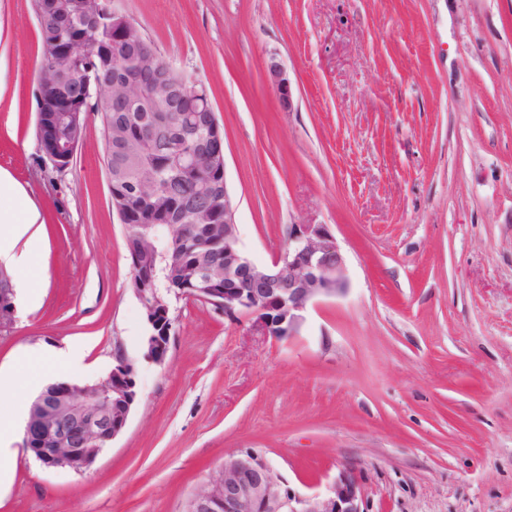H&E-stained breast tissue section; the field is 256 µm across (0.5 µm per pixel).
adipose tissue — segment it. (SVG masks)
Wrapping results in <instances>:
<instances>
[{"label":"adipose tissue","instance_id":"adipose-tissue-1","mask_svg":"<svg viewBox=\"0 0 512 512\" xmlns=\"http://www.w3.org/2000/svg\"><path fill=\"white\" fill-rule=\"evenodd\" d=\"M0 262L16 271V282L28 302H38L45 273L35 263L43 249V238L37 230L40 213L36 206L16 190L5 175L0 174ZM52 363L56 373L65 377L84 370V348L71 342L51 354L28 351L18 356L13 369L0 370V385H16L18 380L33 383L40 378L45 363Z\"/></svg>","mask_w":512,"mask_h":512}]
</instances>
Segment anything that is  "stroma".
<instances>
[{
	"mask_svg": "<svg viewBox=\"0 0 512 512\" xmlns=\"http://www.w3.org/2000/svg\"><path fill=\"white\" fill-rule=\"evenodd\" d=\"M118 5L209 86L243 251L267 265L289 225H329L347 291L289 339L175 301L124 432L77 474L15 430L0 512H184L248 448L303 494L351 476L363 512H512V0ZM42 56L32 0H0V171L41 211L46 271L0 329V368L78 341L91 383L115 346L138 357L145 323L99 113L66 169L40 151ZM268 76L271 83L276 88L280 106L284 110H288L292 105L291 86L281 65L275 60V58H271L268 63Z\"/></svg>",
	"mask_w": 512,
	"mask_h": 512,
	"instance_id": "35a3bbf8",
	"label": "stroma"
}]
</instances>
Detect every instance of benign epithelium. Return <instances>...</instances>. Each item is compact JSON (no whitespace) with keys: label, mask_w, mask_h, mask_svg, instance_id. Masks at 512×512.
Masks as SVG:
<instances>
[{"label":"benign epithelium","mask_w":512,"mask_h":512,"mask_svg":"<svg viewBox=\"0 0 512 512\" xmlns=\"http://www.w3.org/2000/svg\"><path fill=\"white\" fill-rule=\"evenodd\" d=\"M112 19V42L102 54L112 61V87L96 85L101 101L121 95L132 102L140 87L134 77L142 65L156 61L138 52L143 29L110 0H85L78 14L81 24ZM67 57L51 58V70L40 74L37 133L42 152L58 170L66 168L85 136V120L67 96L69 77L59 74ZM174 67L156 71L152 98L160 111H173L176 95L203 96L200 80L178 85L171 80ZM54 77L53 91L43 88ZM268 76L276 88L280 106L292 105V92L281 65L270 59ZM199 125L184 124V135L197 142L198 150L168 153L170 169L202 170L212 186L213 175L226 176L224 131L216 113ZM224 188V267H195L183 274L172 270L175 282L158 287L153 258L157 239L145 231L137 241H128L135 256L131 286L140 302L146 325L143 359L161 365L168 354L176 318L172 302L196 299L222 311L235 321L247 317L268 336L290 338L299 334L308 311L322 301L346 292L345 260L336 236L327 224L288 225V246L271 264L259 266L239 246L235 221L236 204L227 182ZM14 293L8 276L0 272V326L14 320ZM134 359L116 348L112 370L94 383L59 382L47 386L31 403L23 434V447L48 468H66L75 473L89 469L125 429L138 403ZM184 512H362L354 481L343 476L312 496L304 497L288 485L281 471L262 452L245 449L224 457V464L202 483Z\"/></svg>","instance_id":"benign-epithelium-1"}]
</instances>
